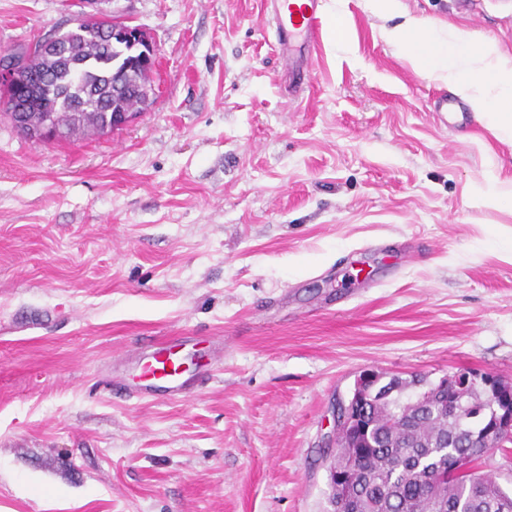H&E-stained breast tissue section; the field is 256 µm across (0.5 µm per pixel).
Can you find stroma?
Here are the masks:
<instances>
[{"instance_id": "1", "label": "stroma", "mask_w": 512, "mask_h": 512, "mask_svg": "<svg viewBox=\"0 0 512 512\" xmlns=\"http://www.w3.org/2000/svg\"><path fill=\"white\" fill-rule=\"evenodd\" d=\"M343 0L301 94L265 0H0V49L134 17L156 95L46 144L0 111V512H325L322 436L374 369L512 379V144L381 37L413 17L496 41L512 0ZM192 337L188 397L120 399L140 344Z\"/></svg>"}]
</instances>
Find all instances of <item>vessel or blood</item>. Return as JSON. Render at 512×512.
Here are the masks:
<instances>
[{
  "label": "vessel or blood",
  "instance_id": "obj_1",
  "mask_svg": "<svg viewBox=\"0 0 512 512\" xmlns=\"http://www.w3.org/2000/svg\"><path fill=\"white\" fill-rule=\"evenodd\" d=\"M324 22L322 0H272L275 48L296 83H304L308 78L305 54L319 46ZM133 363L141 370V382L132 386L124 379L114 380L117 397H152L159 391L178 397L187 394L195 383L194 377L184 374L178 345L171 338L146 345L135 355Z\"/></svg>",
  "mask_w": 512,
  "mask_h": 512
}]
</instances>
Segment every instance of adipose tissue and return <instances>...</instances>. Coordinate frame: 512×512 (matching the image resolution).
<instances>
[{
  "label": "adipose tissue",
  "instance_id": "obj_1",
  "mask_svg": "<svg viewBox=\"0 0 512 512\" xmlns=\"http://www.w3.org/2000/svg\"><path fill=\"white\" fill-rule=\"evenodd\" d=\"M381 36L419 75L447 83L469 100L497 139L512 141V59L495 42L413 18L382 29Z\"/></svg>",
  "mask_w": 512,
  "mask_h": 512
}]
</instances>
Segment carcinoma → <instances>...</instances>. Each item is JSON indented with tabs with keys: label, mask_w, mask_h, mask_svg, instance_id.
Masks as SVG:
<instances>
[{
	"label": "carcinoma",
	"mask_w": 512,
	"mask_h": 512,
	"mask_svg": "<svg viewBox=\"0 0 512 512\" xmlns=\"http://www.w3.org/2000/svg\"><path fill=\"white\" fill-rule=\"evenodd\" d=\"M100 18L81 30L54 35L72 57L52 59L27 77L26 110L52 115L66 125L67 139L98 134L112 124L113 82L124 79L133 57L129 46L110 39ZM38 55L32 43L0 51V62ZM411 410L401 396L392 404H372L373 426L354 448H335L336 464L354 483L352 496L336 512H512V491L480 467L457 477L458 459L473 462L493 455L495 447L473 440L475 425L459 432L452 423L429 417L412 424L399 415Z\"/></svg>",
	"instance_id": "1"
}]
</instances>
